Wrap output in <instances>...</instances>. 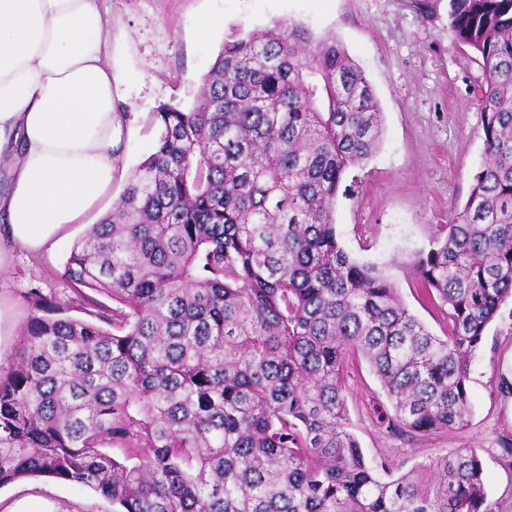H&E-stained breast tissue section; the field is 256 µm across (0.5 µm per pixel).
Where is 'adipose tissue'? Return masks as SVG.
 <instances>
[{
  "mask_svg": "<svg viewBox=\"0 0 512 512\" xmlns=\"http://www.w3.org/2000/svg\"><path fill=\"white\" fill-rule=\"evenodd\" d=\"M103 0H0V264L84 223L125 174Z\"/></svg>",
  "mask_w": 512,
  "mask_h": 512,
  "instance_id": "adipose-tissue-1",
  "label": "adipose tissue"
}]
</instances>
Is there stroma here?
Listing matches in <instances>:
<instances>
[{"label": "stroma", "mask_w": 512, "mask_h": 512, "mask_svg": "<svg viewBox=\"0 0 512 512\" xmlns=\"http://www.w3.org/2000/svg\"><path fill=\"white\" fill-rule=\"evenodd\" d=\"M112 33L108 62L113 96L127 124L126 169L148 156L159 129L152 114L163 104L191 106L225 41L279 21L307 27L315 39L333 36L364 71L379 101L382 136L375 153L343 177L335 223L339 242L354 259L372 263L396 284L410 310L434 335H444L442 313L422 295L405 261L429 249L437 225L465 203L483 162V119L477 96L479 59L448 31V0H105ZM115 184L85 223L53 248L15 252L0 267V299L24 324L30 290L65 297L64 263L87 225L112 208ZM350 429L368 460H391L399 476L428 457L459 448L481 459L491 512H512V300L486 331L470 367L469 422L411 443L387 435L378 412L391 405L366 362L347 378ZM48 488L70 512H112L89 488L32 477L0 488L7 499Z\"/></svg>", "instance_id": "obj_1"}]
</instances>
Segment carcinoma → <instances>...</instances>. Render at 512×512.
<instances>
[{
	"mask_svg": "<svg viewBox=\"0 0 512 512\" xmlns=\"http://www.w3.org/2000/svg\"><path fill=\"white\" fill-rule=\"evenodd\" d=\"M448 20L481 59L484 164L405 263L446 335L338 240L343 175L381 136L373 87L336 38L279 22L224 42L191 107L154 113L153 152L71 249L74 298L27 296L0 487L54 478L113 512H489L471 449L383 481L347 407L361 357L389 434L463 428L472 355L512 298V0H448Z\"/></svg>",
	"mask_w": 512,
	"mask_h": 512,
	"instance_id": "cac0c4a2",
	"label": "carcinoma"
}]
</instances>
